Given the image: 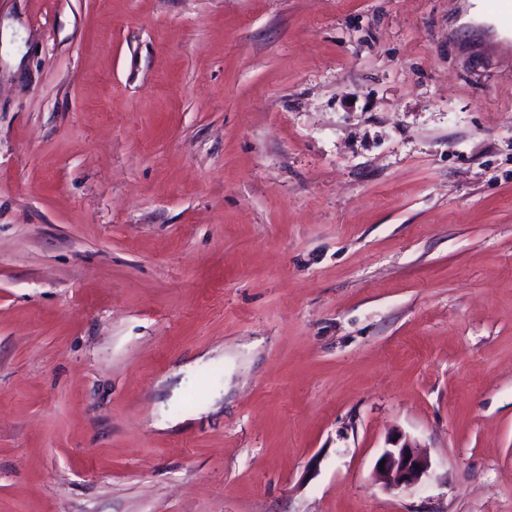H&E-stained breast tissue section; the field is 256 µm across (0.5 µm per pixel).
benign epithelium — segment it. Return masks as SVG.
Wrapping results in <instances>:
<instances>
[{
	"instance_id": "1",
	"label": "benign epithelium",
	"mask_w": 512,
	"mask_h": 512,
	"mask_svg": "<svg viewBox=\"0 0 512 512\" xmlns=\"http://www.w3.org/2000/svg\"><path fill=\"white\" fill-rule=\"evenodd\" d=\"M383 464H375L378 480L387 490L408 488L426 475L430 462L409 438L399 435L379 456Z\"/></svg>"
}]
</instances>
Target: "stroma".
<instances>
[{"label":"stroma","mask_w":512,"mask_h":512,"mask_svg":"<svg viewBox=\"0 0 512 512\" xmlns=\"http://www.w3.org/2000/svg\"><path fill=\"white\" fill-rule=\"evenodd\" d=\"M463 5L0 0V512H512V54ZM388 444L391 447L384 449L375 464L378 480L383 487L396 490L418 483L430 467L429 459L419 452L416 444L403 435L391 439ZM382 460H385L384 470H380Z\"/></svg>","instance_id":"1"}]
</instances>
